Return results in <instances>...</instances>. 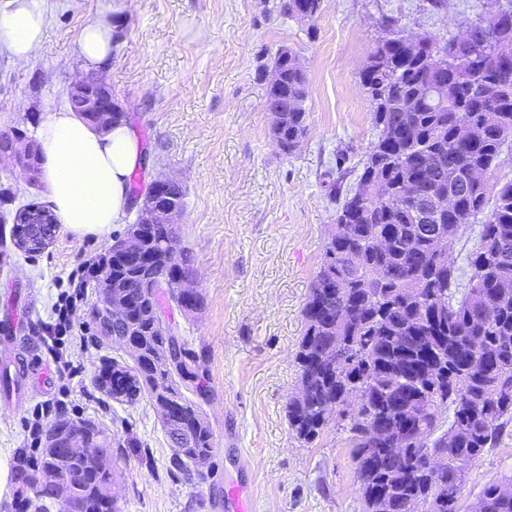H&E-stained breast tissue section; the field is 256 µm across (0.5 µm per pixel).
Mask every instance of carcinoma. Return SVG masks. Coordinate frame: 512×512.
<instances>
[{"label":"carcinoma","instance_id":"1","mask_svg":"<svg viewBox=\"0 0 512 512\" xmlns=\"http://www.w3.org/2000/svg\"><path fill=\"white\" fill-rule=\"evenodd\" d=\"M323 0H281L288 17L304 7L316 17ZM495 9L471 27L462 48L455 37L442 42L445 59L427 62L412 55L394 30L369 57V77L361 79L373 104L379 140L363 163L358 186L366 192L339 200L336 221L349 225V234L328 242L323 261L310 288L303 313L305 329L296 354L299 382L310 396L291 401L288 423L297 438L313 442L334 417H349V444L356 464L364 512L384 498L392 512L406 506L430 504L431 512H457L466 467L497 439L512 420V181L482 186L469 181L475 171H490L506 139L512 136V69H490L503 40ZM448 66V90L435 104L429 97L432 70ZM272 69L280 82L266 89L265 108L277 114L273 136L284 153L294 151L306 134L307 77L294 64L293 55L280 48ZM465 110L473 122L488 125L485 135L471 145L456 139L455 116ZM410 183L422 195L438 190L456 195L458 215L423 218L406 195ZM182 185H172L151 197L160 211L185 206ZM487 212L479 243L472 254L474 274L461 298L451 290L455 269L441 266L433 249L440 231L456 243L461 229L475 215ZM178 225L155 224L140 247L130 253L108 250V263L96 288L108 287L127 295L126 316L112 321V335L127 337L133 366L106 367L99 383L112 395L127 382L140 384L153 405L168 404L173 412L162 421L166 435L180 433L182 445L173 448L172 463L185 472L207 465L214 452V433L190 393L203 394L206 380L197 356L186 339L175 343L176 364L165 368L153 363L165 337L157 335L154 309L161 296L177 305L183 297L178 282L195 274L191 255L184 252L175 264L164 252V239ZM386 240L379 252L374 238ZM343 337L344 363L337 369L324 365L323 350ZM445 375L428 378L431 364ZM362 388L357 411L347 405V393ZM381 419L423 429L427 441L406 449L396 462L371 450L368 435ZM58 421L46 431L38 456H21L16 480L33 487L27 512H43L55 500L56 486L79 472L78 493L90 512H117L110 499L114 474L80 455L58 449ZM84 433L107 457L108 437L88 424ZM448 441V461L433 475L413 471L429 451ZM511 481L486 486L478 498L481 512H512V494L501 488Z\"/></svg>","mask_w":512,"mask_h":512}]
</instances>
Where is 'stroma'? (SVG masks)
I'll return each mask as SVG.
<instances>
[{
	"instance_id": "1",
	"label": "stroma",
	"mask_w": 512,
	"mask_h": 512,
	"mask_svg": "<svg viewBox=\"0 0 512 512\" xmlns=\"http://www.w3.org/2000/svg\"><path fill=\"white\" fill-rule=\"evenodd\" d=\"M280 0H44L46 36L32 59L13 61L0 46V132L37 135L41 123L66 110L68 84L88 75L77 50L82 29L109 19L117 42L103 79L128 114L145 162L139 189L161 177L183 185L179 246L194 259L202 308L184 314L165 303L172 331L201 355L209 397L202 409L215 450L201 474L185 478L147 396L112 399L97 377L128 354L99 340L92 318L97 291L73 312L85 326L75 354L77 377L42 386L21 378L0 397V452H35L28 426L53 405L45 424L91 423L112 441L119 512H224V483L254 480L257 512H363L349 432L329 424L307 444L288 424L299 370L303 306L320 267L337 204L325 172L343 188L357 186L379 130L360 72L390 25L404 34L446 39L487 12V0H323L318 17L281 14ZM298 55L308 81L307 134L290 155L275 145L259 65L280 47ZM101 236L57 230L42 251L26 254L0 222V318L22 311L24 340L0 337V364L47 358L37 337L69 288L82 257L109 249L136 218ZM484 216L471 219L453 250L455 293L467 290L469 256ZM512 476V422L495 447L472 461L459 496L469 512L484 487Z\"/></svg>"
}]
</instances>
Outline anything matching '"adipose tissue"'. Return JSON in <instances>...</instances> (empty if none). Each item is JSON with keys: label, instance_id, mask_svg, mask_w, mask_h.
<instances>
[{"label": "adipose tissue", "instance_id": "ef3b65f1", "mask_svg": "<svg viewBox=\"0 0 512 512\" xmlns=\"http://www.w3.org/2000/svg\"><path fill=\"white\" fill-rule=\"evenodd\" d=\"M47 26L43 0H6L0 7V45L19 64L42 44ZM113 26L96 20L79 39L85 63L102 70L112 61ZM43 180L60 224L86 236L105 234L118 223L131 198L129 177L143 162L128 124L100 132L72 111L54 113L39 131Z\"/></svg>", "mask_w": 512, "mask_h": 512}]
</instances>
